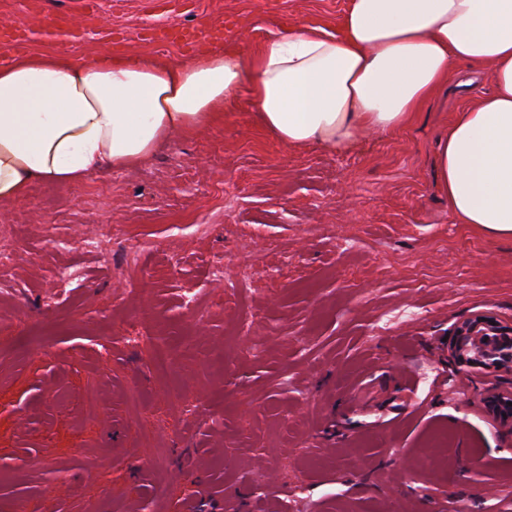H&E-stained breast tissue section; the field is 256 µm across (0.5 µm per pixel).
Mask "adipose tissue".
Masks as SVG:
<instances>
[{"mask_svg": "<svg viewBox=\"0 0 512 512\" xmlns=\"http://www.w3.org/2000/svg\"><path fill=\"white\" fill-rule=\"evenodd\" d=\"M461 63L494 87L438 138L439 187L456 223L512 240V0H347L336 26L184 61L19 53L0 66V205L38 183L136 167L238 101L284 147L348 151L362 130L406 126Z\"/></svg>", "mask_w": 512, "mask_h": 512, "instance_id": "1", "label": "adipose tissue"}]
</instances>
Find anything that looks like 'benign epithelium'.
<instances>
[{"label":"benign epithelium","instance_id":"7a95c632","mask_svg":"<svg viewBox=\"0 0 512 512\" xmlns=\"http://www.w3.org/2000/svg\"><path fill=\"white\" fill-rule=\"evenodd\" d=\"M451 356L462 366L487 371L512 370V325H502L489 315L477 314L454 329ZM492 414L501 423L512 421V392L499 393L492 400Z\"/></svg>","mask_w":512,"mask_h":512}]
</instances>
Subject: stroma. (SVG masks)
<instances>
[{"label":"stroma","mask_w":512,"mask_h":512,"mask_svg":"<svg viewBox=\"0 0 512 512\" xmlns=\"http://www.w3.org/2000/svg\"><path fill=\"white\" fill-rule=\"evenodd\" d=\"M100 2L118 52L176 61L137 31L230 17L224 46L254 50L282 15L333 25L347 4ZM56 12L87 26L80 0H0V26ZM492 86L459 65L405 127L336 154L283 148L238 102L135 169L0 206V512H512V424L489 410L512 371L458 366L447 340L477 313L512 323V241L455 223L435 165ZM69 264L86 276L48 307Z\"/></svg>","instance_id":"obj_1"}]
</instances>
